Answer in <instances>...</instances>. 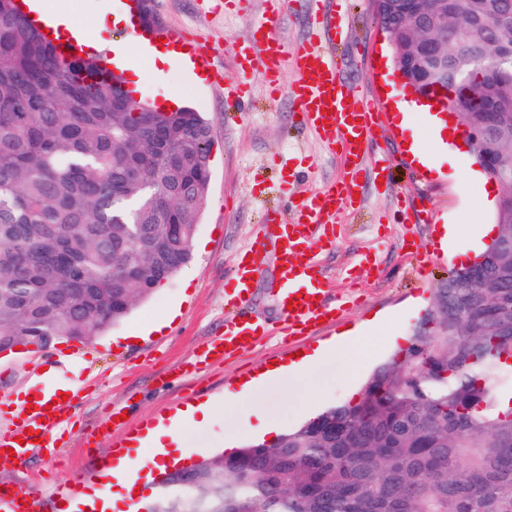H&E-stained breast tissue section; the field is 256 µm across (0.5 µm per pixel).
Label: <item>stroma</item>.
Segmentation results:
<instances>
[{
	"mask_svg": "<svg viewBox=\"0 0 512 512\" xmlns=\"http://www.w3.org/2000/svg\"><path fill=\"white\" fill-rule=\"evenodd\" d=\"M50 3L75 15L95 42H112L125 34L124 25L113 22L112 0ZM151 8L163 29L188 31L207 50L214 68L231 78L238 72L236 47L249 38L264 0H248L231 10L225 9L224 0H151ZM342 11L337 64L345 90L377 100L400 92L393 74L377 69L376 56L385 36L373 0H343ZM310 26L307 0H286L272 22V33L290 48L306 37ZM248 85L242 101L230 102L223 90L191 85L188 73L179 68L161 77L143 74L138 85L142 98L184 92L186 103L211 129L209 193L198 220L192 261L95 341L59 338L45 347L29 344L0 354V392L14 396L64 382L56 353L82 354L83 393L70 404L71 426L54 456L35 454L23 464L0 468V478L40 492L44 512H61L60 505L49 499L56 483L69 482L80 492L95 482V463L111 456L115 443L114 438L97 434L96 428L112 409L126 410L131 427H152L169 422L188 404L209 400L215 405L211 419L183 433L182 442L198 457L242 446L238 424L243 408L225 399L226 390L261 370L287 363L291 352L309 353L340 333L375 320L384 323L381 337L369 345L371 364L379 366L394 348H407L437 289L457 266L453 259L427 262L436 228L460 222L461 244L473 254L484 246L485 238L475 227L494 223L495 206L483 202L480 185L471 181L479 172L475 158L455 141L444 140L433 151L437 176L430 179L401 148L412 140L428 143L429 125L423 115L413 114L405 126L389 134L377 130L370 149L386 154L388 181L379 183L372 170L364 171L356 202L336 216L335 246L320 253L329 300L348 301L336 323L295 344L284 342L275 334L281 319L278 288L271 272H263L253 282L251 313L271 329V336L251 352L196 374L191 364L198 346L221 331L234 313L225 300L232 266L254 239L265 208L275 204L291 212L293 199L343 181L349 169L340 155L298 124V105L292 98L271 95L261 71H253ZM170 307L179 315L157 337L115 345V337L149 325ZM367 378L364 372L343 375L338 363H322L304 378L271 385L258 395L257 406L280 434L313 418L312 399H319L324 408L348 402L351 391L362 389Z\"/></svg>",
	"mask_w": 512,
	"mask_h": 512,
	"instance_id": "35a3bbf8",
	"label": "stroma"
}]
</instances>
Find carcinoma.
Here are the masks:
<instances>
[{
	"mask_svg": "<svg viewBox=\"0 0 512 512\" xmlns=\"http://www.w3.org/2000/svg\"><path fill=\"white\" fill-rule=\"evenodd\" d=\"M448 73L498 112H463L481 150L512 162V0H448ZM484 60L476 80L472 61ZM121 76L62 59L0 0V341L35 327L90 342L192 259L209 188L201 113L120 106ZM493 260L438 289L426 323L334 405L235 454L165 475L147 512H512V166Z\"/></svg>",
	"mask_w": 512,
	"mask_h": 512,
	"instance_id": "obj_1",
	"label": "carcinoma"
}]
</instances>
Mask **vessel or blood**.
<instances>
[{
  "label": "vessel or blood",
  "mask_w": 512,
  "mask_h": 512,
  "mask_svg": "<svg viewBox=\"0 0 512 512\" xmlns=\"http://www.w3.org/2000/svg\"><path fill=\"white\" fill-rule=\"evenodd\" d=\"M337 35L336 24L318 13L312 18L308 38L289 50L271 32L256 27L250 42L238 48L237 76L225 80L212 69L206 79L223 83L227 93L241 95L247 90L248 74L262 68L272 93L289 94L297 102L300 125L313 130L350 168L368 164L381 175L387 171L388 161L382 155L369 156L367 140L376 128L384 126L388 114L373 99L343 89L338 66L326 49ZM285 55L290 56L294 69L289 83L280 70ZM357 187L356 177H349L295 202L289 217L278 208L266 209L262 236L255 238L233 265L229 295L236 313L225 321L223 333L200 346L196 371L245 353L267 336L264 325L248 312L252 282L266 262H273L274 275L281 284L278 305L289 336H306L335 323L344 305L328 302L317 256L320 247L334 244L336 214L353 203ZM0 405L12 408L14 418L21 422L14 429L0 427V466L9 459L22 462L57 447L68 422L65 401L52 405L38 395L27 406L13 404L8 398L0 400ZM0 512H39V497L0 481Z\"/></svg>",
  "instance_id": "obj_1"
}]
</instances>
